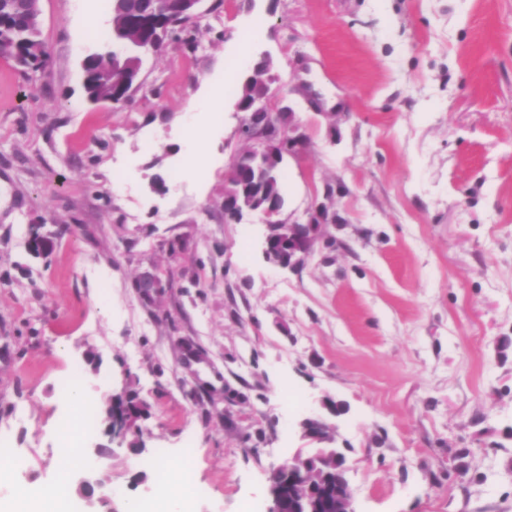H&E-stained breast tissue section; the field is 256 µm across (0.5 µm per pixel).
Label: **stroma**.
Listing matches in <instances>:
<instances>
[{
	"mask_svg": "<svg viewBox=\"0 0 512 512\" xmlns=\"http://www.w3.org/2000/svg\"><path fill=\"white\" fill-rule=\"evenodd\" d=\"M45 74L0 58V448L14 480L152 512H246L321 415L357 512H512V0H203L194 46L144 56L128 100L89 103L107 0H40ZM252 42H245V35ZM304 137L281 217L330 219L298 268L259 214L224 221L247 148L240 50ZM218 92V112H193ZM52 236L50 253L28 229ZM156 274L153 307L132 283ZM192 343L194 357L180 346ZM135 391L146 450L58 436ZM341 404L333 412V404ZM112 445L99 457L96 445Z\"/></svg>",
	"mask_w": 512,
	"mask_h": 512,
	"instance_id": "1",
	"label": "stroma"
}]
</instances>
